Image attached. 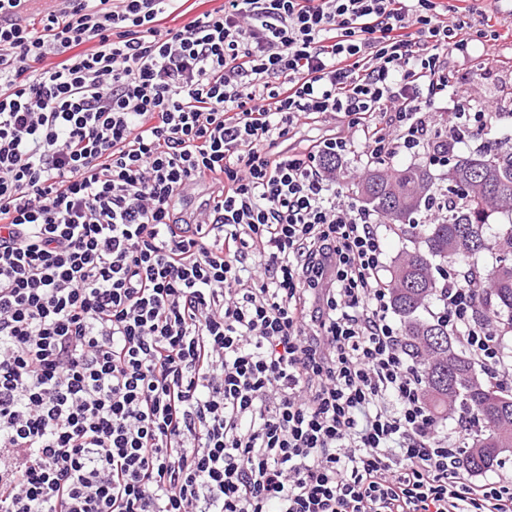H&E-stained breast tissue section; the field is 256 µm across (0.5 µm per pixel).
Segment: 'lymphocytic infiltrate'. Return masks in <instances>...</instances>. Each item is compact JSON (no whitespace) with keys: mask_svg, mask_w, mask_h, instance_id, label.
<instances>
[{"mask_svg":"<svg viewBox=\"0 0 512 512\" xmlns=\"http://www.w3.org/2000/svg\"><path fill=\"white\" fill-rule=\"evenodd\" d=\"M26 2L0 0V512H512V472L466 476L470 421L436 426L385 226L324 165L442 166L497 127L448 92L449 53L497 63L492 11L223 0L166 28L181 0ZM437 298L512 387L475 291ZM334 126V124H329L327 122H317L310 126H305L303 129H300V133H298L295 137L283 143L282 147H298L299 141L302 139H318L322 136L331 135L341 130L340 127H338V123H336V128H334Z\"/></svg>","mask_w":512,"mask_h":512,"instance_id":"1","label":"lymphocytic infiltrate"}]
</instances>
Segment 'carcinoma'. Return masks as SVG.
<instances>
[{"label":"carcinoma","instance_id":"obj_1","mask_svg":"<svg viewBox=\"0 0 512 512\" xmlns=\"http://www.w3.org/2000/svg\"><path fill=\"white\" fill-rule=\"evenodd\" d=\"M432 176L424 166L374 167L360 185L370 192L360 198L363 207L391 224H408L422 208L430 206ZM448 218L426 224L421 236L424 247L415 246L398 254L388 269V286L394 310L401 317L403 343L423 373L426 405L437 419L461 413L471 417L478 430L472 445L490 449L472 472L485 473L502 464L493 448L512 446V395L483 379L475 381L476 365L460 348L448 360V336L444 324L425 319L420 312L436 296L439 282L433 261L442 260L461 268L469 287L478 295L491 292L496 309L480 317L496 325L501 335L512 334V225L500 229L494 246L498 260L481 268L474 259L480 245L488 243L489 219L494 214L512 218L498 200H512V149L485 151L457 160L448 169Z\"/></svg>","mask_w":512,"mask_h":512}]
</instances>
